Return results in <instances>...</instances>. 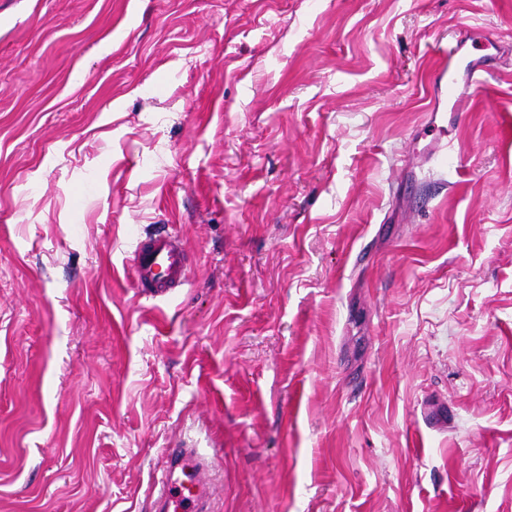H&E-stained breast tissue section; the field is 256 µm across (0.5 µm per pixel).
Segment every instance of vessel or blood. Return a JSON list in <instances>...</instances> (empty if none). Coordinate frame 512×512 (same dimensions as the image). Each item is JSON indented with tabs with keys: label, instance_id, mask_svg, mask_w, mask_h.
Instances as JSON below:
<instances>
[{
	"label": "vessel or blood",
	"instance_id": "vessel-or-blood-1",
	"mask_svg": "<svg viewBox=\"0 0 512 512\" xmlns=\"http://www.w3.org/2000/svg\"><path fill=\"white\" fill-rule=\"evenodd\" d=\"M464 42L446 46L443 65L428 77L430 93L445 97L449 111H459L466 87L483 83L482 67L464 55ZM126 265L136 282L149 296L163 297L187 280L189 256L177 236L160 231L140 240L129 252ZM153 512H210L213 499L208 466L194 448L167 455L156 480Z\"/></svg>",
	"mask_w": 512,
	"mask_h": 512
}]
</instances>
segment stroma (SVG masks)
<instances>
[{
	"label": "stroma",
	"mask_w": 512,
	"mask_h": 512,
	"mask_svg": "<svg viewBox=\"0 0 512 512\" xmlns=\"http://www.w3.org/2000/svg\"><path fill=\"white\" fill-rule=\"evenodd\" d=\"M511 126L512 0H0V512H512ZM465 45L466 41L461 40L442 49L445 63L432 70L428 77L427 88L431 97L435 93L437 96H444L448 103V112H460L465 89L483 84L481 71L484 68L477 61L463 55ZM462 73L467 76V81L463 84L460 81ZM126 266L150 297H163L187 281L189 256L175 234L160 231L135 245ZM153 512H209L212 484L205 458L195 448L168 454L156 480Z\"/></svg>",
	"instance_id": "1"
}]
</instances>
